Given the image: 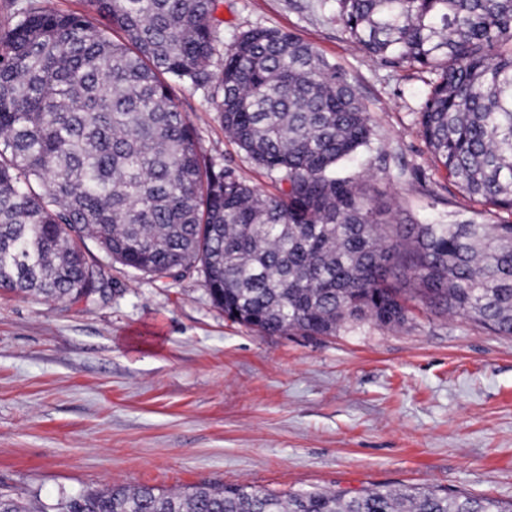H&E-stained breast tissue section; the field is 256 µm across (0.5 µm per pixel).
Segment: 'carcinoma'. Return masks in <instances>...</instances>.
Returning <instances> with one entry per match:
<instances>
[{"mask_svg": "<svg viewBox=\"0 0 512 512\" xmlns=\"http://www.w3.org/2000/svg\"><path fill=\"white\" fill-rule=\"evenodd\" d=\"M27 0L0 26V288L105 297L91 254L134 273L202 274L230 321L262 334L399 327L408 303L512 336V222L386 223L339 164L372 129L347 77L276 29L243 32L213 70L217 0ZM354 43L434 75L420 115L461 192L512 213V0H338ZM211 93L225 133L276 192L201 164L174 85ZM0 512H512L431 488L276 493L198 483L63 494Z\"/></svg>", "mask_w": 512, "mask_h": 512, "instance_id": "1", "label": "carcinoma"}]
</instances>
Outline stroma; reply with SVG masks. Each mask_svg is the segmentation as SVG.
Listing matches in <instances>:
<instances>
[{
    "instance_id": "stroma-1",
    "label": "stroma",
    "mask_w": 512,
    "mask_h": 512,
    "mask_svg": "<svg viewBox=\"0 0 512 512\" xmlns=\"http://www.w3.org/2000/svg\"><path fill=\"white\" fill-rule=\"evenodd\" d=\"M338 11L336 0H218L215 16L222 49L278 29L348 76L374 136L346 173L395 223L512 221L435 167L419 123L432 74L370 58ZM177 97L203 159L274 191L205 92ZM106 275L103 300L0 290V489L51 502L112 486L388 485L512 500V336L419 305L401 327L262 336L226 320L200 274L110 263Z\"/></svg>"
}]
</instances>
